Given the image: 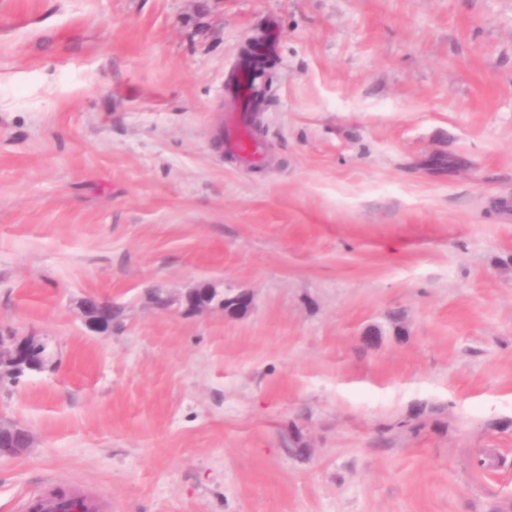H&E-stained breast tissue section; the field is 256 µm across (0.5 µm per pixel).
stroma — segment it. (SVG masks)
<instances>
[{
    "label": "stroma",
    "mask_w": 512,
    "mask_h": 512,
    "mask_svg": "<svg viewBox=\"0 0 512 512\" xmlns=\"http://www.w3.org/2000/svg\"><path fill=\"white\" fill-rule=\"evenodd\" d=\"M0 328V512H512V0H0ZM239 114L235 122L227 129L225 136L221 139L224 147L248 162H256L261 159L262 149L259 142H256L248 132L244 130L245 110L239 107ZM251 301L252 297L249 293L242 292L232 297H224V294L217 293L214 288H195L186 293L184 297L186 309L192 311L217 304L231 312H238L247 309ZM80 310L86 325L97 332L112 331L111 325L105 320L112 316V305L98 301V297L87 295L80 302ZM46 359V346L32 336L17 337L10 333L0 336V370L4 363H23L37 370ZM30 442V434L25 428L0 425V455L17 453L28 448ZM23 512H102L101 504L82 494H58L55 491L25 499Z\"/></svg>",
    "instance_id": "35a3bbf8"
}]
</instances>
